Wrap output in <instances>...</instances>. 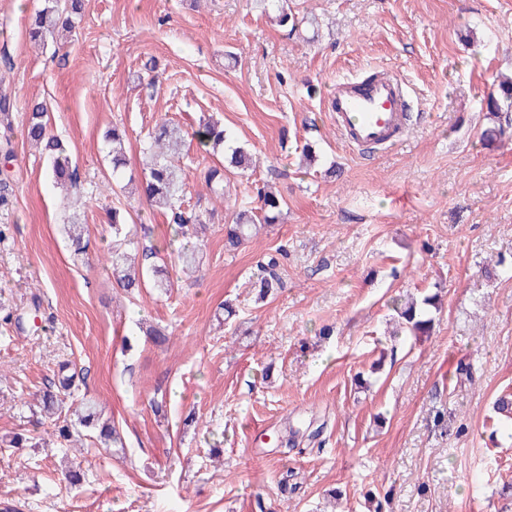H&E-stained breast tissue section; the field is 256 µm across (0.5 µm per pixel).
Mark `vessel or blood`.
Instances as JSON below:
<instances>
[{"instance_id":"vessel-or-blood-1","label":"vessel or blood","mask_w":512,"mask_h":512,"mask_svg":"<svg viewBox=\"0 0 512 512\" xmlns=\"http://www.w3.org/2000/svg\"><path fill=\"white\" fill-rule=\"evenodd\" d=\"M329 110L341 139L351 147H391L409 133L407 89L401 79L385 70L369 81L337 80Z\"/></svg>"}]
</instances>
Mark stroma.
I'll list each match as a JSON object with an SVG mask.
<instances>
[{"label":"stroma","instance_id":"1","mask_svg":"<svg viewBox=\"0 0 512 512\" xmlns=\"http://www.w3.org/2000/svg\"><path fill=\"white\" fill-rule=\"evenodd\" d=\"M317 26L289 32L254 0H86L57 47L30 42L43 0H0V87L12 94L14 190L0 213V503L17 512H512V141L484 146V99L512 73V0H288ZM157 61L155 76L146 62ZM389 67L410 87L411 131L386 151L351 150L327 109L342 77ZM46 105L81 177L87 254L60 228L69 207L23 132ZM219 119L252 170L225 171L187 140L184 187L212 214L203 265L183 273L176 226L144 198L107 191L104 135L124 129L126 175L167 120ZM280 223L224 249L259 190ZM173 282L129 298L103 258L112 207ZM284 250V288L250 287ZM499 261L486 281L483 264ZM440 291L431 335L392 337L393 302ZM234 316L222 320L221 306ZM168 342L140 338L141 326ZM86 377L119 431L65 445L38 397L59 363ZM162 402L155 412L154 402ZM448 415L436 425V411ZM196 421L185 425L188 412ZM30 446L11 444L15 434ZM81 472L79 485L64 479Z\"/></svg>","mask_w":512,"mask_h":512}]
</instances>
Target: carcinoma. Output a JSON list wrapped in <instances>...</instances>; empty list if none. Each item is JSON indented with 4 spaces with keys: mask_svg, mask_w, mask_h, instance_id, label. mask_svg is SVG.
Segmentation results:
<instances>
[{
    "mask_svg": "<svg viewBox=\"0 0 512 512\" xmlns=\"http://www.w3.org/2000/svg\"><path fill=\"white\" fill-rule=\"evenodd\" d=\"M274 15L276 23L281 26L297 28L298 21L288 13L287 0H266ZM83 0H44V6L31 18L29 34L31 38L42 43L54 40L59 32H70L75 28V20L81 18ZM487 111L491 115L492 126L482 133L483 140L492 144L512 135V80L502 81L496 90L487 96ZM15 109V99L0 90V124L10 127L11 114ZM27 138L42 147L47 158V174L56 183H67L75 188L79 183V174L72 166L67 149L61 140L50 135L47 129V112L40 104L33 105L26 118ZM186 132L181 127L163 122L158 125L150 136L149 143L144 147L150 156V164L144 172L141 182L142 193L148 205L156 210L170 213L178 233L183 238L192 236L197 229L206 224L203 212L188 210L184 207L182 192L187 172L182 168L180 158L185 143ZM193 137L199 145L214 153L230 152L229 164L240 169L251 167V155L241 147L226 148V133L220 124L212 120L200 121ZM112 153V177L119 180L127 166L126 141L123 133L112 129V138L107 140ZM204 182L210 193L224 199V168L210 167L204 173ZM259 210L244 209L236 212L232 223L225 226L224 246L229 252L236 250L249 241L259 224H273L280 215L281 202L269 191L259 195ZM64 232L70 242L72 253L79 256L85 253L84 223L80 213L74 211L63 224ZM130 231L127 230L126 218L117 207L112 208V237L117 241L109 253L112 275L120 288L128 294L142 287L140 273L132 264L131 255L122 249L121 242L127 241ZM176 259L183 269L196 271L200 268L202 248L198 243H187L176 253ZM284 287L280 272V263L274 256L261 264L254 274L253 288L258 300L265 301ZM438 295L426 296L422 302L414 299L405 301L396 307V312L403 319L407 335L426 336L430 333L434 318L430 309H439ZM79 425L93 427L98 432L101 444L109 446L122 443L117 431L108 422L102 420L101 412L95 403L83 398L74 409Z\"/></svg>",
    "mask_w": 512,
    "mask_h": 512,
    "instance_id": "cac0c4a2",
    "label": "carcinoma"
}]
</instances>
